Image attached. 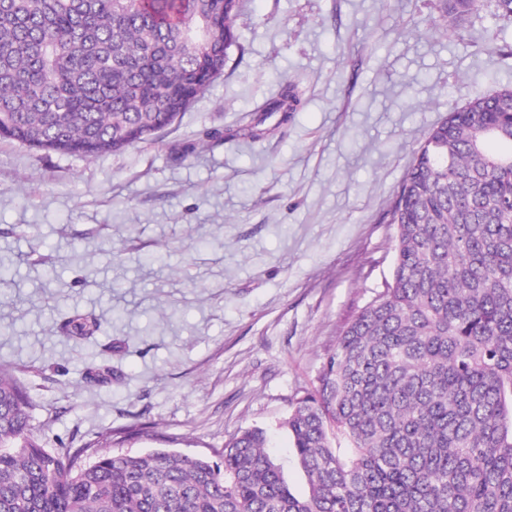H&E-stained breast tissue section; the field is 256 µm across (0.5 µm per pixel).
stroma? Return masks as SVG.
Instances as JSON below:
<instances>
[{
    "instance_id": "35a3bbf8",
    "label": "stroma",
    "mask_w": 512,
    "mask_h": 512,
    "mask_svg": "<svg viewBox=\"0 0 512 512\" xmlns=\"http://www.w3.org/2000/svg\"><path fill=\"white\" fill-rule=\"evenodd\" d=\"M224 74L153 141L92 160L0 139V365L48 448H165L218 459L284 418L344 327L391 280L383 214L450 107L512 87V15L479 0L458 32L439 0H241ZM297 111L239 136L279 84ZM97 318L94 341L64 322ZM107 361L108 383L87 381Z\"/></svg>"
}]
</instances>
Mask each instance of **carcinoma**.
Listing matches in <instances>:
<instances>
[{"instance_id": "cac0c4a2", "label": "carcinoma", "mask_w": 512, "mask_h": 512, "mask_svg": "<svg viewBox=\"0 0 512 512\" xmlns=\"http://www.w3.org/2000/svg\"><path fill=\"white\" fill-rule=\"evenodd\" d=\"M239 2L0 0V138L84 159L153 140L224 74ZM476 3L443 15L457 29ZM299 103L282 83L265 111ZM386 219L391 282L284 421L307 497L257 427L219 463L47 448L0 367V512H512V87L425 136ZM100 328L66 322L84 341Z\"/></svg>"}]
</instances>
